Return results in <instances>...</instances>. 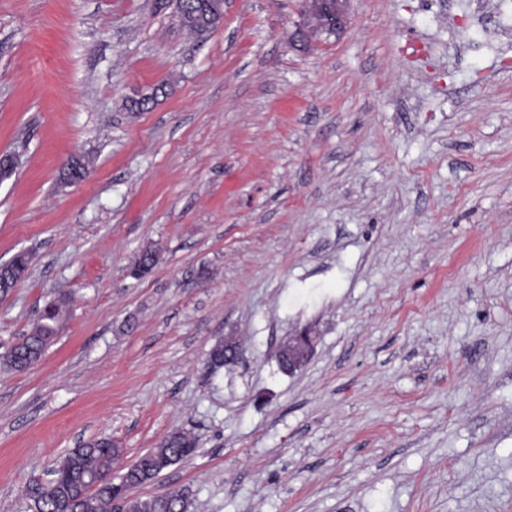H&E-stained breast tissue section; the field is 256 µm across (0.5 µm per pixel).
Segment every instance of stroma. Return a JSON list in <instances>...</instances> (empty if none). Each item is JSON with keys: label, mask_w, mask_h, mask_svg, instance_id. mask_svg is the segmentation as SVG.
Wrapping results in <instances>:
<instances>
[{"label": "stroma", "mask_w": 512, "mask_h": 512, "mask_svg": "<svg viewBox=\"0 0 512 512\" xmlns=\"http://www.w3.org/2000/svg\"><path fill=\"white\" fill-rule=\"evenodd\" d=\"M346 12L302 50V0H224L203 35L176 0H0V264L33 255L0 356L69 300L37 364L0 363V512L72 448L122 469L177 429L195 454L136 496L512 512V0ZM315 337L306 329L295 336H290L286 342L287 348L280 349L279 361L288 373L300 368L309 359Z\"/></svg>", "instance_id": "35a3bbf8"}]
</instances>
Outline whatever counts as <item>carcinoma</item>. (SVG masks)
Here are the masks:
<instances>
[{
	"label": "carcinoma",
	"instance_id": "1",
	"mask_svg": "<svg viewBox=\"0 0 512 512\" xmlns=\"http://www.w3.org/2000/svg\"><path fill=\"white\" fill-rule=\"evenodd\" d=\"M194 6L183 2L179 10L182 25L194 31L208 24L219 26L224 12L206 11L204 22L191 16ZM66 299L53 300L50 307L43 309L37 324L11 349L6 363L22 369L36 356L43 342L54 336L55 326L64 320ZM198 446L197 438L190 432L174 431L168 434L154 448L134 461V467L126 468L119 478L112 477V464L122 455V449L113 445L112 440L102 437L72 449L60 459L52 470V479L47 482L33 481V496L30 497L35 512H63L60 486L79 485L74 512H108L112 498L123 495L128 498L129 512H189L190 502L182 494L169 501L158 497L142 498L133 496V491L145 482L155 479L172 465L190 457Z\"/></svg>",
	"mask_w": 512,
	"mask_h": 512
}]
</instances>
